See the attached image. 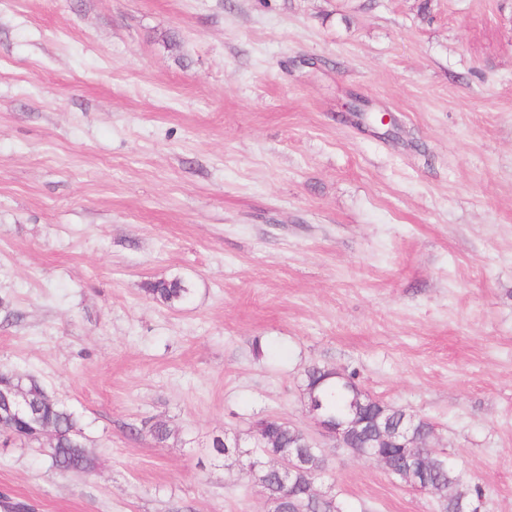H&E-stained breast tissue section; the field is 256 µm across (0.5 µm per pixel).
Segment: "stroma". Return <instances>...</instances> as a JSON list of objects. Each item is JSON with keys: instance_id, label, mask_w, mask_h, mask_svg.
<instances>
[{"instance_id": "35a3bbf8", "label": "stroma", "mask_w": 512, "mask_h": 512, "mask_svg": "<svg viewBox=\"0 0 512 512\" xmlns=\"http://www.w3.org/2000/svg\"><path fill=\"white\" fill-rule=\"evenodd\" d=\"M174 276L190 301L145 293ZM311 364L431 421L512 512V0H0V369L94 460L0 444V496L267 512L211 442L312 428ZM323 446L346 512H437ZM11 385L30 395L35 405L36 418L40 424L50 425L55 430L54 446L42 447L38 440L30 437L29 423L21 421L13 427L0 425V437L3 444L19 442L20 445L37 444L40 453L47 458L51 467L60 471H88L93 467V460L87 454L82 442V428L78 419L65 405L50 396L32 375H22L13 370L3 371Z\"/></svg>"}]
</instances>
